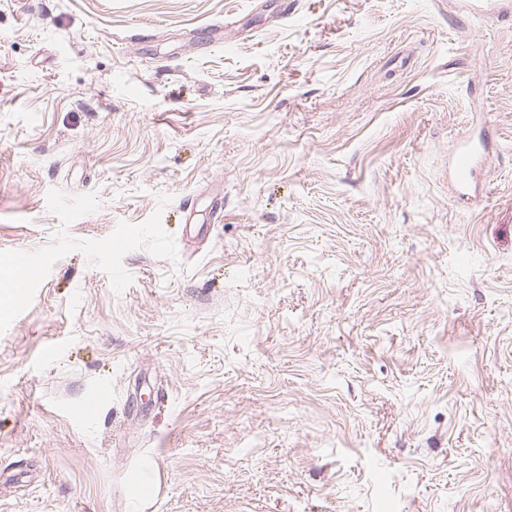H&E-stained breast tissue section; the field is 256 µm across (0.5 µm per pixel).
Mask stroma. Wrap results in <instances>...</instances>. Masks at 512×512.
<instances>
[{"mask_svg":"<svg viewBox=\"0 0 512 512\" xmlns=\"http://www.w3.org/2000/svg\"><path fill=\"white\" fill-rule=\"evenodd\" d=\"M18 249L0 512H512V12L0 0ZM481 160L479 145L469 143L454 146L449 152L453 184L460 190L468 189L477 178ZM8 262L21 274V278L15 281L13 287L17 298L24 299L28 295L29 287L39 279L41 267L35 256L25 250L14 251ZM109 396V390L101 387L89 393L79 404L70 409L71 414L81 420L94 417L104 400Z\"/></svg>","mask_w":512,"mask_h":512,"instance_id":"1","label":"stroma"}]
</instances>
